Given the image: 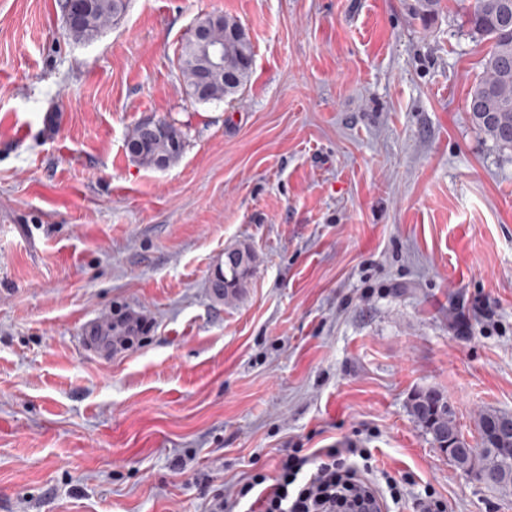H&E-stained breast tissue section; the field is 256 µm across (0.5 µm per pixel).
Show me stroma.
I'll list each match as a JSON object with an SVG mask.
<instances>
[{"instance_id": "35a3bbf8", "label": "stroma", "mask_w": 512, "mask_h": 512, "mask_svg": "<svg viewBox=\"0 0 512 512\" xmlns=\"http://www.w3.org/2000/svg\"><path fill=\"white\" fill-rule=\"evenodd\" d=\"M467 5L130 0L79 42L60 0H0V512H208L351 442L398 483L389 512H512L409 412L441 390L475 448L481 413L512 414V151L467 110ZM203 14L253 45L230 103L180 78ZM147 118L182 131L175 164L130 158ZM241 246L248 285L216 300ZM129 316L132 345L83 349ZM224 266L217 264L211 274L210 288L216 299L225 300L240 294L247 287L256 258L248 247H234L224 252ZM245 257L243 262L232 258ZM267 480L266 475L256 473L247 481L237 484L233 493H218L212 497L210 512H240L235 510L243 499L248 497L257 487Z\"/></svg>"}]
</instances>
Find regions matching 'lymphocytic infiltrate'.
Wrapping results in <instances>:
<instances>
[{
	"mask_svg": "<svg viewBox=\"0 0 512 512\" xmlns=\"http://www.w3.org/2000/svg\"><path fill=\"white\" fill-rule=\"evenodd\" d=\"M368 460L366 450L354 443L307 455L294 450L280 459L275 480L254 474L233 492L214 495L210 512H236L246 498L251 501L248 512H367L366 501L381 492L398 499L396 482L382 490L371 481Z\"/></svg>",
	"mask_w": 512,
	"mask_h": 512,
	"instance_id": "lymphocytic-infiltrate-1",
	"label": "lymphocytic infiltrate"
}]
</instances>
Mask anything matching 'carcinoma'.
I'll return each instance as SVG.
<instances>
[{"instance_id": "cac0c4a2", "label": "carcinoma", "mask_w": 512, "mask_h": 512, "mask_svg": "<svg viewBox=\"0 0 512 512\" xmlns=\"http://www.w3.org/2000/svg\"><path fill=\"white\" fill-rule=\"evenodd\" d=\"M128 0H87L83 19L68 26L78 41H91L113 18L126 12ZM465 23L470 30L489 41L483 76L470 92L468 107L475 125L502 150L512 151V0H472L466 8ZM195 25L208 39L224 47V69L210 74L199 88V66L195 50L187 43L178 59V69L188 94L199 102L224 101L240 92L250 74L252 43L243 26L234 18L205 14ZM186 147L182 132L170 122H160L152 135L141 124L129 135L126 148L141 166L163 168L178 161ZM227 261L216 265L210 288L216 299L225 300L247 287L256 258L247 247L224 252ZM410 414L439 448L448 449L450 458L480 482L508 490L512 488V434L500 435L497 427L507 414L488 410L478 420L480 452L468 453L469 443L460 433L447 396L436 389L415 393Z\"/></svg>"}]
</instances>
